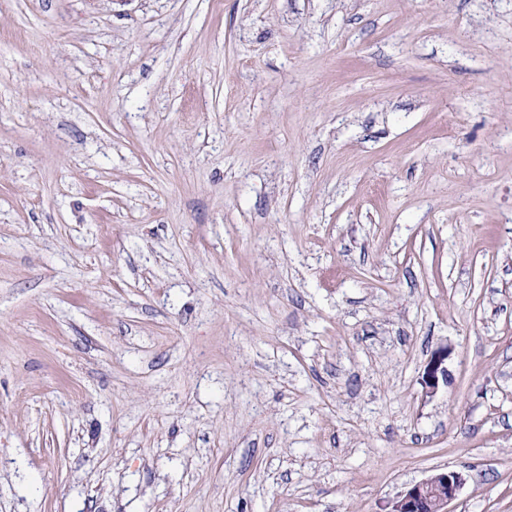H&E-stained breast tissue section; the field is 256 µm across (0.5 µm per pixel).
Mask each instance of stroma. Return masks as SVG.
Listing matches in <instances>:
<instances>
[{
    "label": "stroma",
    "instance_id": "obj_1",
    "mask_svg": "<svg viewBox=\"0 0 512 512\" xmlns=\"http://www.w3.org/2000/svg\"><path fill=\"white\" fill-rule=\"evenodd\" d=\"M442 470L512 512V0H0V512Z\"/></svg>",
    "mask_w": 512,
    "mask_h": 512
}]
</instances>
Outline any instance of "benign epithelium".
<instances>
[{
  "instance_id": "1",
  "label": "benign epithelium",
  "mask_w": 512,
  "mask_h": 512,
  "mask_svg": "<svg viewBox=\"0 0 512 512\" xmlns=\"http://www.w3.org/2000/svg\"><path fill=\"white\" fill-rule=\"evenodd\" d=\"M443 358L432 360L425 373L423 384L426 392L433 393L439 381L447 380L448 371L442 367ZM465 478L454 470L431 475L400 494L392 503L390 512H448V504L454 500Z\"/></svg>"
}]
</instances>
